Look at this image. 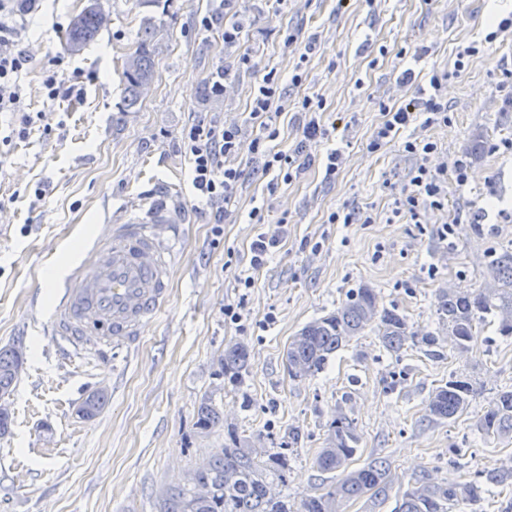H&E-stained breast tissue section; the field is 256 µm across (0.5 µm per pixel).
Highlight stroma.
Returning <instances> with one entry per match:
<instances>
[{
	"label": "stroma",
	"instance_id": "obj_1",
	"mask_svg": "<svg viewBox=\"0 0 512 512\" xmlns=\"http://www.w3.org/2000/svg\"><path fill=\"white\" fill-rule=\"evenodd\" d=\"M110 20L80 54L64 34L87 0H40L17 16L27 63L22 106L36 119L21 131L19 117L0 114V348L22 343L23 370L9 398L13 425L0 438V512H157L167 487L223 447L229 430L262 450L288 444L283 494L299 502L329 486L334 474L314 460L328 425L343 410L360 435L353 467L382 457L394 486L414 471L455 483L512 457V434L488 437L477 427L496 393L512 389V338L485 328L469 350L440 341L431 357L416 347L393 353L367 331L337 351L321 373L292 378L284 351L308 322L336 310L349 289L376 288L382 305L397 307L415 330L438 328L440 289L483 287L495 252L512 248V33L486 42L512 13V0H99ZM163 29L155 78L135 111L122 109V59L137 41L143 16ZM213 17L212 29L202 20ZM242 23L239 45L224 44V27ZM298 43L288 44V35ZM316 38L300 61L301 41ZM479 54L455 70L459 53ZM249 64L238 65L240 55ZM412 68L419 83L444 72V125L412 124L378 151L373 132L384 110L408 101L397 71ZM276 71L288 98L279 149L302 137L303 97L322 101L329 139L312 143L311 162L291 183L270 187L247 146L259 127L250 100L264 74ZM58 71L76 86L49 100L44 79ZM301 72L302 83L289 79ZM225 76L226 89L212 84ZM242 127L246 143L235 160L243 171L232 216L216 235L211 209L195 194L183 144L193 125ZM483 131L486 148L470 154ZM437 143L441 156L468 166L464 187L449 184L443 210L419 220L394 216V201L416 164L403 152L411 137ZM343 163L325 180L326 155ZM176 207L180 262L168 302L146 322L133 351L68 357L50 331L57 286L47 269L81 255L107 234L110 211L144 202ZM264 224L252 223L253 205ZM336 211L367 212L370 224H332ZM287 220L280 248L241 292L249 247L260 232ZM451 224L455 234L439 235ZM241 304L243 320L224 318ZM245 342L250 367L232 387L220 360ZM471 379L474 393L462 415L442 424L425 420L433 389L450 375ZM96 389L108 400L91 421L77 414ZM212 398L224 422L196 425L197 408ZM298 433L289 445V433Z\"/></svg>",
	"mask_w": 512,
	"mask_h": 512
}]
</instances>
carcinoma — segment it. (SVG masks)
I'll return each mask as SVG.
<instances>
[{"instance_id":"obj_1","label":"carcinoma","mask_w":512,"mask_h":512,"mask_svg":"<svg viewBox=\"0 0 512 512\" xmlns=\"http://www.w3.org/2000/svg\"><path fill=\"white\" fill-rule=\"evenodd\" d=\"M102 9L96 0L85 6L72 20L66 34L67 51L85 49L96 40L103 25ZM161 26L151 16L142 18L139 41L123 63L124 91L122 111L135 108L144 89L154 78V45ZM492 282L468 294L452 290L436 295L439 326L448 331L461 350L470 349L478 340L481 324L495 326L496 335L512 336V249H503L491 262ZM370 329L381 344L397 353L411 344L436 355L439 336L417 332L405 315L395 307L380 305L376 289L367 285L350 289L336 311L306 324L293 336L284 351L288 374L312 376L325 369L331 357L357 336ZM17 346L0 349V396L11 394L16 382ZM248 346L237 342L224 350L221 368L235 385L249 371ZM472 393L466 377L452 375L448 382L430 394L426 411L429 420L442 423L464 413ZM106 403L102 390L89 393L82 402L90 417H96ZM224 422L220 409L210 398L197 409V423L211 429ZM479 426L487 436L512 432V390H501L479 417ZM360 437L354 422L337 411L328 426L325 447L316 458L322 472H341L340 479L326 492L301 499L298 512H344L345 502L365 493L386 496L390 464L383 458L349 471L347 462L356 454ZM288 477V453H271L253 447L236 431L228 433V443L213 452L202 467L191 471L186 484L166 489L160 496L159 512H291L288 500L275 491ZM512 487V458L478 471L469 481L439 483L428 472L411 477L408 487L396 500L393 512H452L460 504L481 500L488 486Z\"/></svg>"}]
</instances>
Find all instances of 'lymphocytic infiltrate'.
I'll return each mask as SVG.
<instances>
[{"mask_svg": "<svg viewBox=\"0 0 512 512\" xmlns=\"http://www.w3.org/2000/svg\"><path fill=\"white\" fill-rule=\"evenodd\" d=\"M20 35L8 22L0 20V112H21V88L18 75L26 58L19 47ZM446 77L432 73L428 86L417 85L412 69L401 71L396 82L412 90L413 97L404 105L386 109L385 121L375 132L371 149H380L400 129L416 120L425 125L444 124L448 121V105L443 101ZM286 110L275 72L266 73L252 96L251 118L258 123L260 132L250 143V149L263 174L274 180L290 182L297 174V165L304 156L309 143L327 138L328 131L318 118L320 108L310 98H303L301 110L307 120L302 127V138L288 152L273 146L280 136V119ZM22 126H30V113L21 112ZM243 131L239 125L203 127L194 125L184 134V143L192 160V185L198 195L214 207L215 224H223L229 206L236 201L242 186V172L232 165L241 145ZM404 152L418 157L419 163L409 174V183L396 198V210L406 213L411 219H419L422 211L442 209L448 195L449 183L465 186L468 181L467 166L455 161L453 166L430 167L428 158L437 153L438 146L426 138L412 137L404 141ZM454 172V181H447V172Z\"/></svg>", "mask_w": 512, "mask_h": 512, "instance_id": "1", "label": "lymphocytic infiltrate"}]
</instances>
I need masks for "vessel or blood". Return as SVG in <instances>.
Returning a JSON list of instances; mask_svg holds the SVG:
<instances>
[{
    "label": "vessel or blood",
    "mask_w": 512,
    "mask_h": 512,
    "mask_svg": "<svg viewBox=\"0 0 512 512\" xmlns=\"http://www.w3.org/2000/svg\"><path fill=\"white\" fill-rule=\"evenodd\" d=\"M172 210L152 207L146 216L120 212L103 245L77 261L66 278L50 322L68 353L137 344L151 315L168 296L177 262Z\"/></svg>",
    "instance_id": "obj_1"
}]
</instances>
